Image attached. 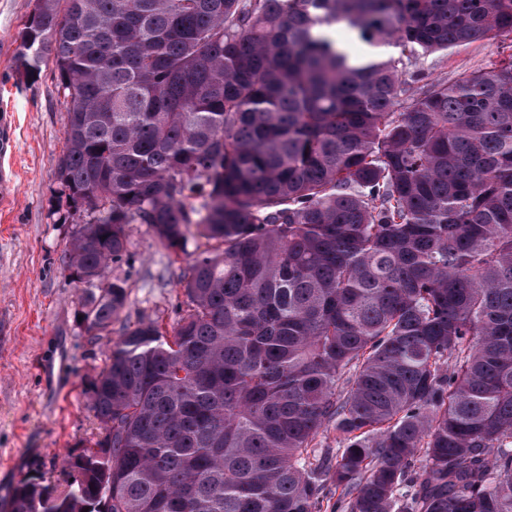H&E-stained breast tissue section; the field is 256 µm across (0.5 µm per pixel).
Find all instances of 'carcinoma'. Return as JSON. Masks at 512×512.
I'll return each instance as SVG.
<instances>
[{"instance_id": "cac0c4a2", "label": "carcinoma", "mask_w": 512, "mask_h": 512, "mask_svg": "<svg viewBox=\"0 0 512 512\" xmlns=\"http://www.w3.org/2000/svg\"><path fill=\"white\" fill-rule=\"evenodd\" d=\"M506 32L512 0H35L19 75L52 62L93 211L78 326L126 304V225L206 243L172 338L139 323L89 380L67 488L0 512H512V57L403 78Z\"/></svg>"}]
</instances>
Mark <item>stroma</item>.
Returning <instances> with one entry per match:
<instances>
[{
    "instance_id": "35a3bbf8",
    "label": "stroma",
    "mask_w": 512,
    "mask_h": 512,
    "mask_svg": "<svg viewBox=\"0 0 512 512\" xmlns=\"http://www.w3.org/2000/svg\"><path fill=\"white\" fill-rule=\"evenodd\" d=\"M34 0H0V113L14 115L17 173L0 208V319L10 334L0 342V496L26 477L63 489V460L93 446L104 431L84 391L105 367L123 328L156 321L172 336L187 308L174 286L197 241L170 253L147 224L127 225V250L113 275L125 279L127 302L101 336L74 320L80 292L66 271L68 245L87 212L69 209L57 171L64 154L66 105L50 67L21 81L18 33ZM512 58V35L497 34L420 59L422 83Z\"/></svg>"
}]
</instances>
